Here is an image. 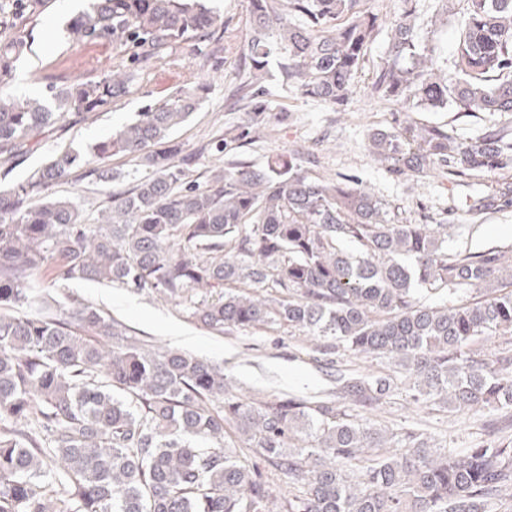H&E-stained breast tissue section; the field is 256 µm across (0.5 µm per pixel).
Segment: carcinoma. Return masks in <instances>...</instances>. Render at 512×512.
<instances>
[{
  "label": "carcinoma",
  "instance_id": "carcinoma-1",
  "mask_svg": "<svg viewBox=\"0 0 512 512\" xmlns=\"http://www.w3.org/2000/svg\"><path fill=\"white\" fill-rule=\"evenodd\" d=\"M208 2L89 0L70 21L73 40L112 42V68L17 97L8 88L31 50L26 23L42 0H0V161L27 152L65 114L134 94L186 50L236 54L244 138L276 119L268 80L343 106L380 32L360 0H247L239 47ZM405 2L371 84L405 110L368 130L367 151L396 176L512 167L511 129L461 137L418 116L512 118V0H461L449 73L413 23L414 0ZM206 91L178 85L90 148L70 146L0 187V512H492L512 483V441L441 448L360 411L400 384L424 409L512 410V349L488 359L475 348L489 336L512 345V282L494 288L505 251L451 252L448 225L401 224L388 201L349 179L312 177L291 158L261 167L232 160L203 187L181 183L195 154L169 137ZM119 154L145 175L110 201L100 223L52 193L78 172L109 177L105 166ZM509 205L504 177L469 210ZM38 271L171 296L244 284L252 291L222 292L193 317L217 333L284 322L385 358L394 374L341 375L334 400L290 393L246 402L220 367L150 349L92 304L44 313ZM267 290L280 297L267 299ZM421 293L448 301L426 303ZM238 440L303 494L270 509L263 473L240 459Z\"/></svg>",
  "mask_w": 512,
  "mask_h": 512
}]
</instances>
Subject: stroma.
Returning <instances> with one entry per match:
<instances>
[{"mask_svg": "<svg viewBox=\"0 0 512 512\" xmlns=\"http://www.w3.org/2000/svg\"><path fill=\"white\" fill-rule=\"evenodd\" d=\"M86 6L87 0H49L36 21L29 23L32 52L16 71L11 84L14 94H42L49 84L86 78L110 64L111 43L77 45L72 41L69 22ZM384 51V39L371 45L344 106L334 107L304 97L294 89L273 88L271 106L279 113V120L273 128L250 133L244 139L239 132L246 114L229 95L238 82L233 55L207 62L187 57L182 68L159 72L150 83L109 111L88 118L66 114L55 130L39 137L32 151L13 163L0 165V186L27 178L49 156L68 145L86 146L106 138L152 104L164 90L193 78L203 68L213 73L210 89L196 112L173 135L183 147L199 153L187 173L189 181L206 184L213 172L223 168L224 159L210 152L208 146L226 138L236 156L248 164L259 166L273 157H290L309 175L330 180L356 179L361 187L391 203L400 221L449 225L450 249L504 247L508 250L506 261L512 264V207L481 218L467 209L472 196L492 192L501 172L479 178L455 177L439 171L424 178L396 177L366 150L367 130L388 124L396 110L395 104L370 94ZM109 165L118 173L110 182L87 175L60 182L53 191L75 200L88 222L96 223L110 196L128 191L144 174L130 156H114ZM40 282L53 299V313L82 303L102 308L152 348L186 350L220 366L227 383L245 399L271 402L288 392L325 396L335 388L337 369H353L370 376L389 371L387 361L375 356L343 350L321 353L319 341L310 340L284 323L228 329L221 335L212 333L193 318L198 304L212 296L206 288L170 299L153 292L105 287L80 279L53 282L44 276ZM364 415L391 429L421 421L436 443L470 448L486 438L500 413L488 409L481 418L465 419L444 408H417L396 395L377 409L365 410Z\"/></svg>", "mask_w": 512, "mask_h": 512, "instance_id": "1", "label": "stroma"}]
</instances>
